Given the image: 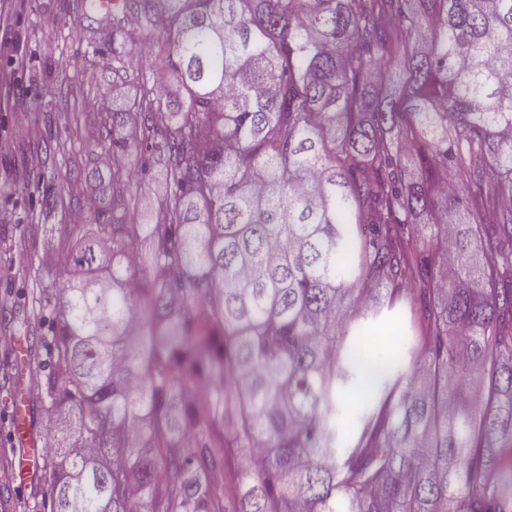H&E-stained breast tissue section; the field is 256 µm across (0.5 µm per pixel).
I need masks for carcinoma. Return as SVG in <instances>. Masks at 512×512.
I'll return each mask as SVG.
<instances>
[{
  "mask_svg": "<svg viewBox=\"0 0 512 512\" xmlns=\"http://www.w3.org/2000/svg\"><path fill=\"white\" fill-rule=\"evenodd\" d=\"M119 13L118 66L142 32L167 44L130 106L166 191L135 223L99 140L112 213L74 225L83 277L34 381L66 420L50 512H512V0ZM374 299L409 311L407 369L397 341L370 372Z\"/></svg>",
  "mask_w": 512,
  "mask_h": 512,
  "instance_id": "carcinoma-1",
  "label": "carcinoma"
}]
</instances>
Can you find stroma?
<instances>
[{"mask_svg": "<svg viewBox=\"0 0 512 512\" xmlns=\"http://www.w3.org/2000/svg\"><path fill=\"white\" fill-rule=\"evenodd\" d=\"M9 40L0 55V310L12 322L0 325V470L16 442L11 432L16 345L29 349L34 374L49 370L46 348L32 349L33 337L49 338L39 324L44 287L67 279L61 251L73 239V215L95 223L112 208V178L101 180V196L90 209L58 199L45 201L39 181L63 179L70 165L96 155V110L128 106L147 58L140 49L127 57L123 79L112 74V24L83 0H0ZM22 61L9 65L10 57ZM124 98L113 101L114 88ZM51 232H43V225ZM49 481L0 494V512H48Z\"/></svg>", "mask_w": 512, "mask_h": 512, "instance_id": "obj_1", "label": "stroma"}]
</instances>
